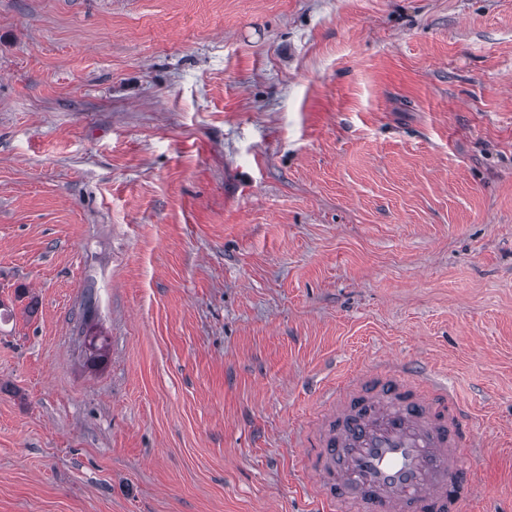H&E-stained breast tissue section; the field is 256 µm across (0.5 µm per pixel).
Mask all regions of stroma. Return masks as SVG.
<instances>
[{
    "label": "stroma",
    "mask_w": 512,
    "mask_h": 512,
    "mask_svg": "<svg viewBox=\"0 0 512 512\" xmlns=\"http://www.w3.org/2000/svg\"><path fill=\"white\" fill-rule=\"evenodd\" d=\"M0 305V512H313L387 361L512 512V0H0Z\"/></svg>",
    "instance_id": "1"
}]
</instances>
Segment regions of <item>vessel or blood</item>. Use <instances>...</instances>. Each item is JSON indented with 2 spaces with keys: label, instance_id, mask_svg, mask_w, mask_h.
<instances>
[{
  "label": "vessel or blood",
  "instance_id": "b4317fda",
  "mask_svg": "<svg viewBox=\"0 0 512 512\" xmlns=\"http://www.w3.org/2000/svg\"><path fill=\"white\" fill-rule=\"evenodd\" d=\"M306 440L318 512H461L482 434L452 387L365 367L328 390Z\"/></svg>",
  "mask_w": 512,
  "mask_h": 512
}]
</instances>
